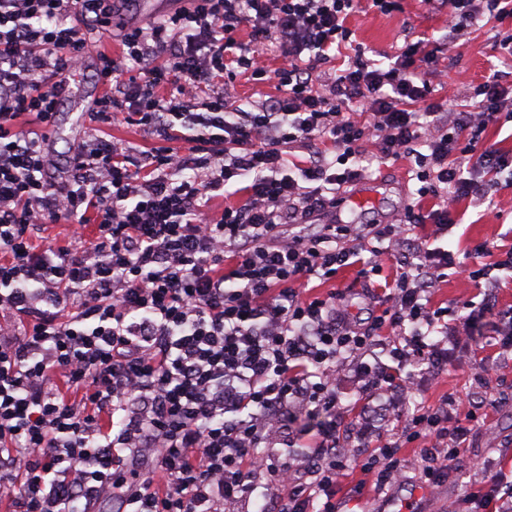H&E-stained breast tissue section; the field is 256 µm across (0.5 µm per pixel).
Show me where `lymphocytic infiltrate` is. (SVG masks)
<instances>
[{"label": "lymphocytic infiltrate", "mask_w": 512, "mask_h": 512, "mask_svg": "<svg viewBox=\"0 0 512 512\" xmlns=\"http://www.w3.org/2000/svg\"><path fill=\"white\" fill-rule=\"evenodd\" d=\"M111 2L0 0V491L10 512H92L105 498L116 512H337L344 383L382 395L386 411L418 388L416 368L470 347L469 322L430 303L453 253L408 235L427 222L447 233L460 199L492 203L506 159L480 136L512 89L492 76L475 111L442 109L418 75L436 58L417 42L388 65L358 54L318 79L352 35L357 0H186L122 28L121 54L97 56L89 121L124 120L156 146L100 134L61 174L49 129L92 39L109 33ZM426 2L447 9L452 42L485 13L512 15V0ZM271 51L282 67L265 63ZM241 74L280 96L241 110L229 88ZM371 144L414 161L435 209L315 223L361 178ZM295 148L307 158L294 167ZM239 182L243 199L209 217L213 193ZM62 219L92 236L35 241ZM384 254L396 277L369 325L339 294L300 291L355 263L369 277ZM460 402L401 415L365 455L376 488L402 477L400 445L418 439L422 479L447 477L471 431ZM300 408L330 416L303 470L269 453L292 447Z\"/></svg>", "instance_id": "1"}]
</instances>
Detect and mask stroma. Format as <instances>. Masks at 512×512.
Returning <instances> with one entry per match:
<instances>
[{
  "mask_svg": "<svg viewBox=\"0 0 512 512\" xmlns=\"http://www.w3.org/2000/svg\"><path fill=\"white\" fill-rule=\"evenodd\" d=\"M401 3L403 9L399 12L386 15L365 5L350 17L355 45L365 58L380 62L385 55L395 54L407 44L424 41L427 50L436 51L438 57V69L430 76L429 99L451 110L472 109L474 87L494 73H504L512 84V55L499 46L502 38L512 34L511 16H485L466 39L450 44L446 41V15L432 12L425 0ZM96 63V54L89 55L60 108L48 145L57 162H64L73 144L91 132L90 124L80 122L78 115L99 93ZM412 169V162L406 160L386 164L372 160L348 192L374 193L375 209L363 211L347 203L337 213L321 215V222L338 218L347 224H388L403 218L408 204L415 201L422 210H430L433 201L419 199V183ZM497 181L493 206L461 199L456 206L457 224L438 241L440 247L454 254L455 263L449 268L446 281L434 289L432 304L451 309L467 305L472 347L459 354L453 366L425 376L422 391L407 396L403 403L404 410L410 412L419 404L436 406L446 394L453 393L466 399L457 410L458 416L475 408L481 409L482 416L474 423L471 436L460 451L456 469L446 479L436 484L420 479L418 458L425 443L418 440L399 450L400 458L407 464L404 480L378 490L366 481L360 469L366 446L378 444L377 433L362 434L356 421L366 401L354 393L343 395V404L351 409L339 431V446L349 458L340 492L343 503L365 501L369 512H389L394 502L408 512H460L463 496L478 489L487 476L496 474L512 480V353L499 351L497 337L502 324L500 311L512 308V271H500V281L492 289L469 276L479 265L478 258L470 253L473 244L484 240L512 244V167L498 173ZM380 264L378 274L368 279L360 277L356 268L343 269L335 280L318 286L316 292L321 296L331 291L342 293L355 314L366 317L368 303L377 294L379 284L392 281L395 275L389 259H381ZM488 370L499 377V386L485 387L482 377Z\"/></svg>",
  "mask_w": 512,
  "mask_h": 512,
  "instance_id": "35a3bbf8",
  "label": "stroma"
}]
</instances>
